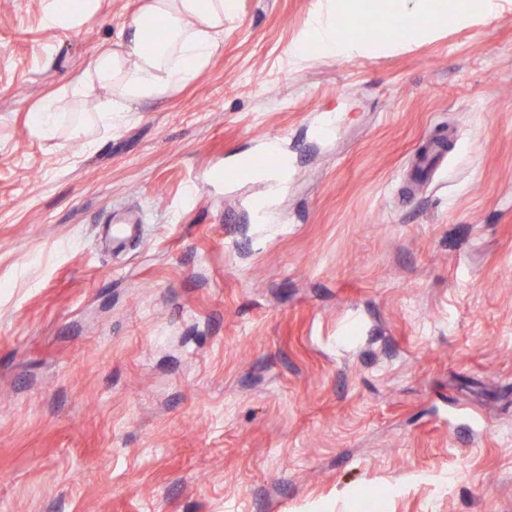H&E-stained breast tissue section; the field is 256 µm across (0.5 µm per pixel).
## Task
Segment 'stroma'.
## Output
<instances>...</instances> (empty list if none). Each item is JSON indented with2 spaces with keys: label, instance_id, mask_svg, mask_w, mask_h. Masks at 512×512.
I'll return each mask as SVG.
<instances>
[{
  "label": "stroma",
  "instance_id": "stroma-1",
  "mask_svg": "<svg viewBox=\"0 0 512 512\" xmlns=\"http://www.w3.org/2000/svg\"><path fill=\"white\" fill-rule=\"evenodd\" d=\"M497 2L311 57L344 0H237L194 82L109 134L75 101L53 148L34 111L139 0L54 30L0 0V512H512ZM270 139L285 182L213 180ZM116 206L148 218L118 253Z\"/></svg>",
  "mask_w": 512,
  "mask_h": 512
}]
</instances>
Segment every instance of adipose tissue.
<instances>
[{
    "label": "adipose tissue",
    "instance_id": "1",
    "mask_svg": "<svg viewBox=\"0 0 512 512\" xmlns=\"http://www.w3.org/2000/svg\"><path fill=\"white\" fill-rule=\"evenodd\" d=\"M101 0H42L46 28L78 27L92 18ZM376 15L389 18H426L433 25L448 18L467 20L459 0H370ZM235 0H140L125 22L118 42L100 50L88 69L77 77L71 94L44 99L34 112L31 133L50 142L73 99H93L89 119L105 129L120 126L127 115L147 102L185 87L201 74L224 42V21L232 17ZM160 27L164 36L154 49H146L143 28Z\"/></svg>",
    "mask_w": 512,
    "mask_h": 512
}]
</instances>
